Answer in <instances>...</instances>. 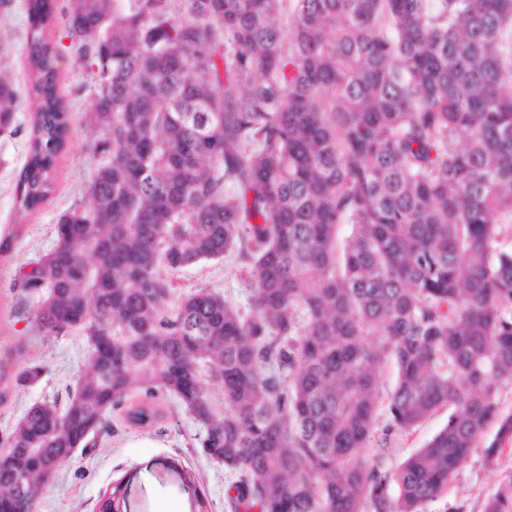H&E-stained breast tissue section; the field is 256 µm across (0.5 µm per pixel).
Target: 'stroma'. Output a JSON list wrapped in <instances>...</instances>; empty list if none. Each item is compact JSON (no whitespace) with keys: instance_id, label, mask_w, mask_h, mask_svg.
Segmentation results:
<instances>
[{"instance_id":"35a3bbf8","label":"stroma","mask_w":512,"mask_h":512,"mask_svg":"<svg viewBox=\"0 0 512 512\" xmlns=\"http://www.w3.org/2000/svg\"><path fill=\"white\" fill-rule=\"evenodd\" d=\"M28 21L21 6L0 14V64L12 74L19 108L15 130L0 133V235L16 230L9 254L0 256V346L26 345L30 356L44 368L34 385L13 391L0 406V437L6 435L34 403L65 395L89 364L85 338L75 332L62 336L37 334L32 304L22 302L16 288L19 267L37 259L55 243L58 216L83 201L84 184L93 166L86 150L93 138L88 115L93 98L87 89L84 68L69 54L58 60L60 88L70 109V137L56 162L53 193L34 213L17 211L14 185L27 156V136L34 111L31 78L24 46ZM236 256L204 260L171 273L174 289L167 306L199 288L224 296L229 303L249 310L251 292L239 276ZM166 410L155 427L141 429L127 424L114 434L100 437L96 447L79 449L57 470L44 490L38 512H95L100 495L112 481L126 488V512H191L193 492L204 493L209 512H230L226 490L232 478L223 464L207 457L201 447L203 430L171 397H161ZM447 409H439L412 433L384 436L387 415H380V429L365 450L369 459L381 460L394 469L408 455L423 447L446 424ZM195 475L194 488H187L184 470ZM512 478V440L504 442L498 456L486 458L475 449L456 472L447 490L427 503L423 512H483L488 497Z\"/></svg>"}]
</instances>
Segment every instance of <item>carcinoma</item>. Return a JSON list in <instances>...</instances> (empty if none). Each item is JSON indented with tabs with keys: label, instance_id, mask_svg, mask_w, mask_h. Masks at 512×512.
<instances>
[{
	"label": "carcinoma",
	"instance_id": "cac0c4a2",
	"mask_svg": "<svg viewBox=\"0 0 512 512\" xmlns=\"http://www.w3.org/2000/svg\"><path fill=\"white\" fill-rule=\"evenodd\" d=\"M23 8L36 101L15 196L30 214L69 125L54 0ZM64 32L90 76L89 203L17 280L36 333L81 332L90 361L65 406L31 405L0 440V512H37L43 470L112 434L113 413L152 427L162 394L235 476L233 512H422L492 426L484 452L500 453L512 0H72ZM17 108L0 69V132ZM235 250L250 314L206 289L164 307L162 270ZM42 372L25 346L1 353L0 404ZM381 403L388 435L449 408L393 472L364 454ZM124 498L113 484L97 512ZM484 512H512V478Z\"/></svg>",
	"mask_w": 512,
	"mask_h": 512
}]
</instances>
